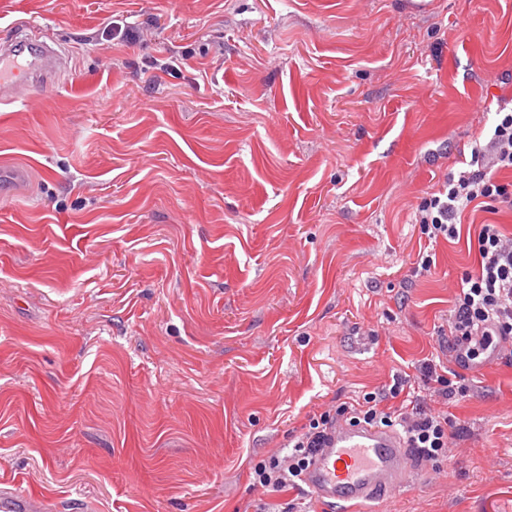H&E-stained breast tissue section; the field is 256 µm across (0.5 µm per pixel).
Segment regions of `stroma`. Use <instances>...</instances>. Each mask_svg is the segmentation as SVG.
Returning a JSON list of instances; mask_svg holds the SVG:
<instances>
[{
    "label": "stroma",
    "instance_id": "1",
    "mask_svg": "<svg viewBox=\"0 0 512 512\" xmlns=\"http://www.w3.org/2000/svg\"><path fill=\"white\" fill-rule=\"evenodd\" d=\"M19 22L68 68L0 110V478L57 512H345L250 467L450 361L512 208L434 247L412 209L512 111V0H0ZM465 383L452 455L379 512H512V355Z\"/></svg>",
    "mask_w": 512,
    "mask_h": 512
}]
</instances>
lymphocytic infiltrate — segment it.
<instances>
[{
  "mask_svg": "<svg viewBox=\"0 0 512 512\" xmlns=\"http://www.w3.org/2000/svg\"><path fill=\"white\" fill-rule=\"evenodd\" d=\"M477 168L447 177L416 204V222L426 238H459L460 218L471 205L512 200V184L500 183L496 174L512 171V112L499 113L491 138L484 147H474ZM477 266L464 273L453 310L448 317V345L479 363L487 351L512 349V234L498 224L480 225L475 234ZM418 371L430 396H416L410 407L391 413L386 402L400 396L408 380L394 375L390 388L381 394L369 393L362 400L344 402L332 411L312 417L288 456L271 454L253 463L255 484L274 494L296 485L311 457L328 433L340 422L400 426L418 460L431 463L449 452L448 413L444 406L463 393L434 359L421 361Z\"/></svg>",
  "mask_w": 512,
  "mask_h": 512,
  "instance_id": "obj_1",
  "label": "lymphocytic infiltrate"
}]
</instances>
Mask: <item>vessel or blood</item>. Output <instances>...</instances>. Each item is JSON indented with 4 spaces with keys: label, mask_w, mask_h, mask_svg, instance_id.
<instances>
[{
    "label": "vessel or blood",
    "mask_w": 512,
    "mask_h": 512,
    "mask_svg": "<svg viewBox=\"0 0 512 512\" xmlns=\"http://www.w3.org/2000/svg\"><path fill=\"white\" fill-rule=\"evenodd\" d=\"M68 60L51 38L0 39V107L42 87L46 74L66 69ZM413 451L391 428L342 423L331 433L302 476L318 498L360 504L390 497L415 471ZM0 512H53L50 502L26 493L22 482L0 480Z\"/></svg>",
    "instance_id": "1"
}]
</instances>
